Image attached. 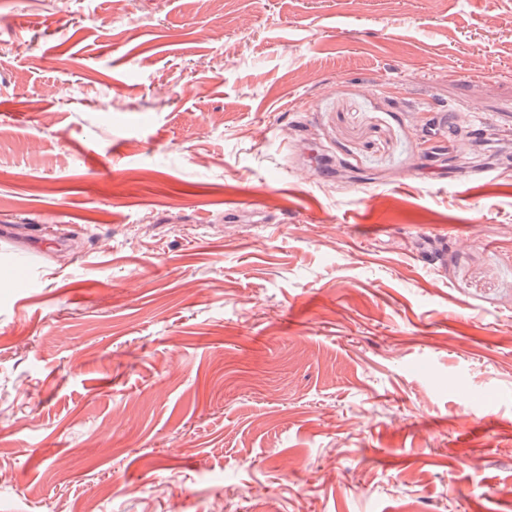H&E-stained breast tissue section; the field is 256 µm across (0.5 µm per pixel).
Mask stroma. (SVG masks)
I'll use <instances>...</instances> for the list:
<instances>
[{"instance_id":"stroma-1","label":"stroma","mask_w":512,"mask_h":512,"mask_svg":"<svg viewBox=\"0 0 512 512\" xmlns=\"http://www.w3.org/2000/svg\"><path fill=\"white\" fill-rule=\"evenodd\" d=\"M83 498L512 512V0H0V512Z\"/></svg>"}]
</instances>
